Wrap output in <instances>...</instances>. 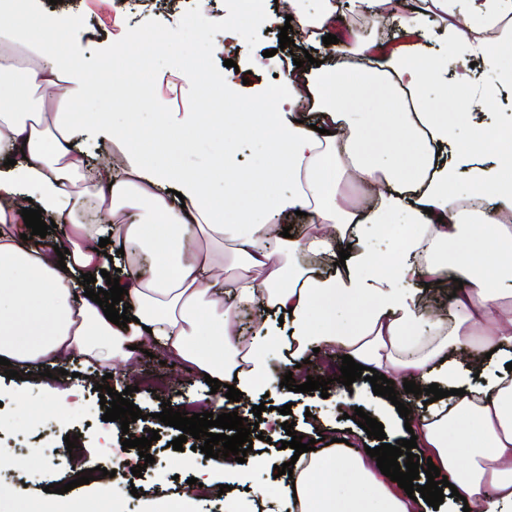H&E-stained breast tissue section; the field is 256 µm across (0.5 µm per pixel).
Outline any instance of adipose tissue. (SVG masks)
<instances>
[{
  "label": "adipose tissue",
  "instance_id": "obj_1",
  "mask_svg": "<svg viewBox=\"0 0 512 512\" xmlns=\"http://www.w3.org/2000/svg\"><path fill=\"white\" fill-rule=\"evenodd\" d=\"M22 7L39 11L40 0H0V357L30 367L75 356L108 364L155 339L195 376L248 395L271 375L261 356L269 347L287 344V369L297 380L314 351L348 355L395 389L410 379L447 390L418 423L417 456L432 459L470 512H512V183L499 177L512 168V124L472 130V141L490 146L494 165H479L470 148L453 145L457 125L472 112L512 97V78L486 84L460 74V92L445 112L423 95L427 84H447L451 57L492 65L512 53V0H469L465 11L457 0H405L412 41L381 53L336 0H321L312 14L289 6L294 31L307 41L340 33L329 47L334 64L290 67L276 90L244 99L219 125L211 112L163 113L148 136L161 146L174 132L208 129L224 141L211 173L156 161L132 145L128 126L107 118L85 128L74 107L93 82L52 41L19 27ZM434 37L446 42V55L426 54ZM379 91L392 97L399 123L374 158L362 149L350 111ZM84 133L117 149L92 178L85 153L73 146ZM245 139L265 149L262 165L248 171L237 152ZM218 176L220 202L212 191ZM463 176L469 192L462 196L456 185ZM83 181L100 222L77 215L75 186ZM244 184L251 205L227 221ZM354 185L375 189L373 203L341 204ZM29 204L52 216V243L23 240L20 211ZM129 210L141 211L142 220L121 223ZM398 214L406 233L396 260L354 240L361 226L386 232ZM299 220L306 233L282 237ZM105 236L127 261L119 284L133 320L124 328L75 292L78 275L109 269L99 246ZM200 236L231 243L236 273L226 274L211 247L190 248ZM427 291L447 297V314L426 316L420 300ZM361 300L363 318L346 323L340 309ZM249 307L286 315L289 338L265 319L241 335L237 316ZM365 446L354 436L317 446L299 456L278 492L259 486L253 498L273 499L276 512H360L356 496L337 497L356 485L376 512H423L424 499H410L383 475Z\"/></svg>",
  "mask_w": 512,
  "mask_h": 512
}]
</instances>
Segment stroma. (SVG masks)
I'll return each instance as SVG.
<instances>
[{"label": "stroma", "mask_w": 512, "mask_h": 512, "mask_svg": "<svg viewBox=\"0 0 512 512\" xmlns=\"http://www.w3.org/2000/svg\"><path fill=\"white\" fill-rule=\"evenodd\" d=\"M73 14L83 16L86 24L96 32L95 40L83 43L84 59H91L93 50L111 44L112 37L121 28H134L143 21L156 19L168 23L181 19L193 5H200L202 12L233 18L241 29L239 39L230 40L223 35L215 37V64L230 59L237 63L240 73L246 74L248 83L243 95H251L253 89L269 90L279 86L283 74V62L296 58L293 46H280L279 29L286 14L281 0H270L262 20L254 21L239 15L237 0H68ZM172 107H183L195 102L205 112H236L240 106L236 99L226 97L220 82L207 81L185 90L184 94L170 97ZM363 132V146L374 151L380 139L392 136L397 130L396 116L386 104L385 93H378L362 103L352 116ZM224 149L222 139L212 137L206 131H198L186 143H172L167 156L170 160L190 167L207 168L215 164ZM64 369V376L51 379L42 376L40 368H33L24 379H10L0 375V489L7 490L18 484H26L29 493L24 501L15 503L16 512H58L60 504L77 501L96 503L104 495L100 481L76 485L77 475L89 469L112 463L116 474L112 479L117 495L125 502L126 512H145L153 504L164 506L172 503H192L195 512H224V500L212 494L201 493L197 482L212 479L222 483L224 473L214 459L201 451L190 449L176 451L170 441L178 437L176 428L156 420L162 402H170L180 410L186 404L207 405V387L199 380L184 377L175 371H165L166 385L156 392L142 387L143 377L155 372V361L150 357L131 360L128 365H116L112 369L102 367L88 369L71 359L63 364H50L51 372ZM108 379L112 388L122 383H140L138 392L130 400L141 409L143 417L129 428L119 423L104 421V407L100 405L94 386L101 379ZM348 398L337 396L336 388H329L327 395L307 393H283L279 381L267 382L262 391L233 403L239 415L250 414L253 406L265 404L258 432L253 442V454L267 458L264 469H245L240 479L232 485L238 496L259 485L273 483L274 464L285 451L281 442L286 437L282 427L284 420H291L294 431L305 438L333 432L348 433L357 424L350 415L356 408H363L370 417L384 426L387 443L408 438L405 420H418L425 415L421 400L406 394L403 401L410 409V417H401L395 406L384 403L375 395L372 386L364 380L351 385ZM290 406L291 417H284L280 407ZM56 416L53 428H27V421L35 412ZM157 430L160 438L154 441L150 453L153 464L147 467L142 478L135 482L126 479L132 467L140 464L137 449L123 448L125 433L145 435L147 430ZM76 436L78 446L67 449L66 435ZM72 483V490L55 494L49 492L50 484ZM141 489L140 497H133V489Z\"/></svg>", "instance_id": "1"}]
</instances>
